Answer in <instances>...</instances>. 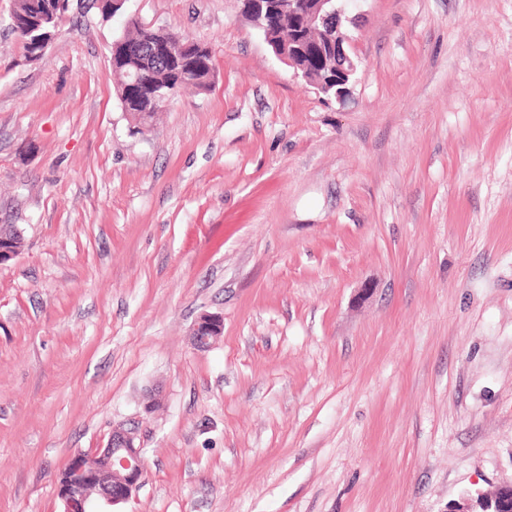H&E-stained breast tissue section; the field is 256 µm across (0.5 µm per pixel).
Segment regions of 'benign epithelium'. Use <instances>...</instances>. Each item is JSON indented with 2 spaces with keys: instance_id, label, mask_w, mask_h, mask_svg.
I'll list each match as a JSON object with an SVG mask.
<instances>
[{
  "instance_id": "obj_1",
  "label": "benign epithelium",
  "mask_w": 512,
  "mask_h": 512,
  "mask_svg": "<svg viewBox=\"0 0 512 512\" xmlns=\"http://www.w3.org/2000/svg\"><path fill=\"white\" fill-rule=\"evenodd\" d=\"M73 0H48L43 9L28 18L29 26L48 34L57 30L67 17ZM241 12L247 19L269 12H286L308 19L317 27L330 32L320 44L328 74L321 81H313L303 73L299 61L307 55L308 35L304 28L292 30L288 42L272 49L274 56L294 69V75L305 81L317 94L334 92L336 100H343L348 85L357 74L358 61L351 53L352 38L345 23V0H240ZM224 318L211 313L200 315L191 332L192 345L205 349L222 335ZM72 476L69 491L61 498L64 512H95L97 499L89 494L94 486L100 498L109 506L129 500L143 485L147 475L143 448L137 435L122 425L112 427L105 444L88 451H78L71 458ZM448 512H512V483L490 493L481 491L466 495L452 503Z\"/></svg>"
}]
</instances>
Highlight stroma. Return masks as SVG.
Wrapping results in <instances>:
<instances>
[{
    "label": "stroma",
    "mask_w": 512,
    "mask_h": 512,
    "mask_svg": "<svg viewBox=\"0 0 512 512\" xmlns=\"http://www.w3.org/2000/svg\"><path fill=\"white\" fill-rule=\"evenodd\" d=\"M12 7L0 512H62L60 472L119 423L147 465L122 512H448L512 482V0H353L340 102L238 0H133L213 52L145 134L121 21L74 0L28 61ZM224 318L222 316L204 313L200 315L191 332L192 345L197 349H205L222 335Z\"/></svg>",
    "instance_id": "stroma-1"
}]
</instances>
